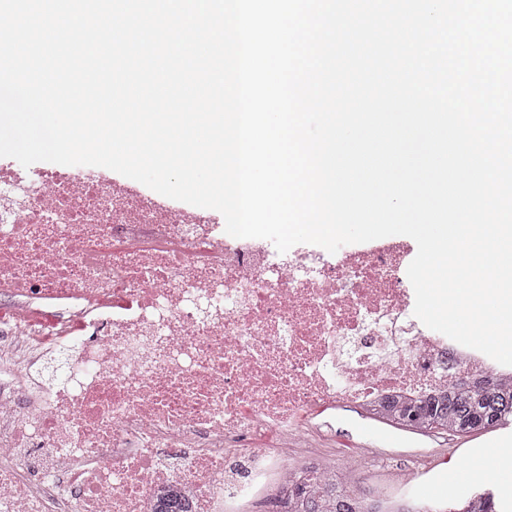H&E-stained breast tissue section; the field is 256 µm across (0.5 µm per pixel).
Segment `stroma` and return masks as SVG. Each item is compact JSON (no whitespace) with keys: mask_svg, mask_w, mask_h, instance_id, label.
<instances>
[{"mask_svg":"<svg viewBox=\"0 0 512 512\" xmlns=\"http://www.w3.org/2000/svg\"><path fill=\"white\" fill-rule=\"evenodd\" d=\"M276 444L299 467L305 464L301 449L308 445L333 460L356 456L355 484L370 497L389 485L390 468H426L419 486L406 497L407 502L423 506L469 497L476 489L471 482L460 481L449 494L441 486L458 459L471 462L492 449L512 451V423L470 436L422 434L382 423L360 408L326 409L312 417L303 431L278 435Z\"/></svg>","mask_w":512,"mask_h":512,"instance_id":"obj_1","label":"stroma"}]
</instances>
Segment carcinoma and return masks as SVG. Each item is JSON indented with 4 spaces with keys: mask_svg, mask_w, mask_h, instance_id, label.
Listing matches in <instances>:
<instances>
[{
    "mask_svg": "<svg viewBox=\"0 0 512 512\" xmlns=\"http://www.w3.org/2000/svg\"><path fill=\"white\" fill-rule=\"evenodd\" d=\"M366 411L383 423L416 432L481 433L512 420V381L484 379L475 390H449L422 401L373 405ZM288 502L294 512H420L402 500L370 501L345 487L328 488L319 482L288 490ZM447 512H497L494 494L482 489L461 503L450 501Z\"/></svg>",
    "mask_w": 512,
    "mask_h": 512,
    "instance_id": "carcinoma-1",
    "label": "carcinoma"
}]
</instances>
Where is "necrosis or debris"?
<instances>
[{"mask_svg": "<svg viewBox=\"0 0 512 512\" xmlns=\"http://www.w3.org/2000/svg\"><path fill=\"white\" fill-rule=\"evenodd\" d=\"M411 249L235 238L105 172L0 161V512H189L277 499L267 435L336 404L512 377L412 314Z\"/></svg>", "mask_w": 512, "mask_h": 512, "instance_id": "obj_1", "label": "necrosis or debris"}]
</instances>
